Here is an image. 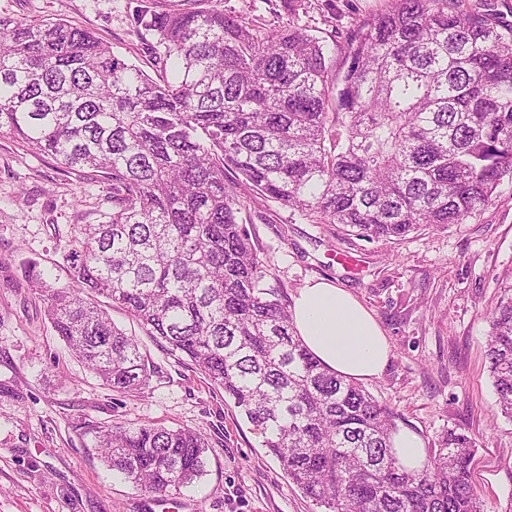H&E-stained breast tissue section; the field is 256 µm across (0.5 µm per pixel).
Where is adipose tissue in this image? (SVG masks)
I'll use <instances>...</instances> for the list:
<instances>
[{"mask_svg": "<svg viewBox=\"0 0 512 512\" xmlns=\"http://www.w3.org/2000/svg\"><path fill=\"white\" fill-rule=\"evenodd\" d=\"M292 314L304 345L330 370L359 382L382 374L389 342L352 293L323 279L310 281L298 291Z\"/></svg>", "mask_w": 512, "mask_h": 512, "instance_id": "adipose-tissue-1", "label": "adipose tissue"}]
</instances>
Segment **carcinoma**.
Listing matches in <instances>:
<instances>
[{
    "label": "carcinoma",
    "mask_w": 512,
    "mask_h": 512,
    "mask_svg": "<svg viewBox=\"0 0 512 512\" xmlns=\"http://www.w3.org/2000/svg\"><path fill=\"white\" fill-rule=\"evenodd\" d=\"M210 2L141 0L155 78L87 28L0 18V133L112 182L107 220L75 225V287L35 279L48 319L125 394L151 369L92 298L121 306L224 392L319 512H484L473 441L447 430L422 469L404 467L395 416L303 345L241 213L260 197L365 241L481 213L512 180V7L387 0L318 36ZM487 358L512 420V281L490 312ZM95 438L140 492L179 494L205 473L195 430L115 424Z\"/></svg>",
    "instance_id": "obj_1"
}]
</instances>
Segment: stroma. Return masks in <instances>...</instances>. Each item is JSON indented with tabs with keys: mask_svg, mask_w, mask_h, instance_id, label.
<instances>
[{
	"mask_svg": "<svg viewBox=\"0 0 512 512\" xmlns=\"http://www.w3.org/2000/svg\"><path fill=\"white\" fill-rule=\"evenodd\" d=\"M221 0L225 11L317 34L373 15L385 0ZM136 0H0V17L65 20L95 31L146 73L147 36ZM112 191L96 174L76 176L0 134V512H163L166 500L112 474L91 427L154 421L204 432L205 473L176 495L177 512H317L262 445V435L223 391L167 354L129 314L112 321L140 342L154 373L148 387L113 392L67 350L32 283L70 285L72 228L97 224ZM260 259L287 300L323 278L351 292L390 344L382 375L366 388L399 429L432 447L456 428L476 446L472 481L484 512H512V422L498 415L488 372V313L512 271V183L464 224L421 228L402 240L363 241L334 224H310L279 203L242 213Z\"/></svg>",
	"mask_w": 512,
	"mask_h": 512,
	"instance_id": "1",
	"label": "stroma"
}]
</instances>
